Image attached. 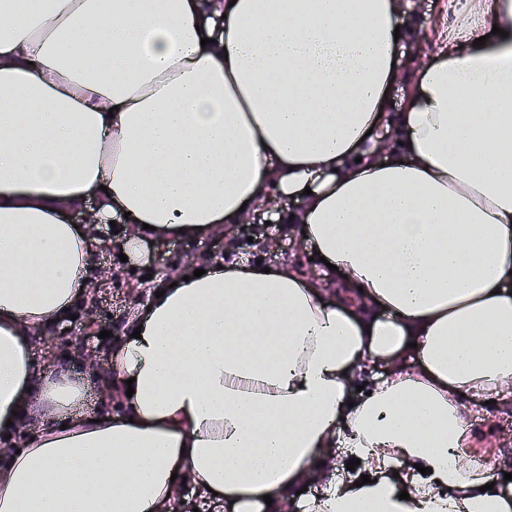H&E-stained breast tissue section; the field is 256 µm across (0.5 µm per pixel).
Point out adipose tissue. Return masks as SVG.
<instances>
[{"label": "adipose tissue", "instance_id": "ef3b65f1", "mask_svg": "<svg viewBox=\"0 0 512 512\" xmlns=\"http://www.w3.org/2000/svg\"><path fill=\"white\" fill-rule=\"evenodd\" d=\"M405 21L400 0H0V432L34 428L0 512H169L174 475L209 512H512L464 447L471 408L512 393V0L440 25L385 149ZM274 195L316 278L186 268L133 314L98 421L91 373L37 372L30 334L88 288L67 211L96 199L133 256Z\"/></svg>", "mask_w": 512, "mask_h": 512}]
</instances>
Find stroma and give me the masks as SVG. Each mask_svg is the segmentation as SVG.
<instances>
[{"mask_svg":"<svg viewBox=\"0 0 512 512\" xmlns=\"http://www.w3.org/2000/svg\"><path fill=\"white\" fill-rule=\"evenodd\" d=\"M447 2L405 0L410 21L397 46L400 74L388 94L386 110L390 116L402 112L405 92L415 81L421 62L438 48L433 22L443 17L452 23L457 20L456 15L446 14ZM296 208L295 201L285 200L280 211H259L248 223L237 225L231 235L175 242L162 249L152 246L142 261L120 260L114 228L98 225L94 231L91 286L76 303L73 318L57 322L31 338L39 364L64 366L80 373L88 360H95L100 381L86 391L81 408L90 414L116 410L110 384L112 353L128 332L132 312L147 302L149 291L191 262H231L241 258L278 267L308 261L309 252L289 233L288 215ZM104 330L109 333L105 339L100 336ZM469 422L477 447L494 448L512 457V403L476 406Z\"/></svg>","mask_w":512,"mask_h":512,"instance_id":"obj_1","label":"stroma"}]
</instances>
